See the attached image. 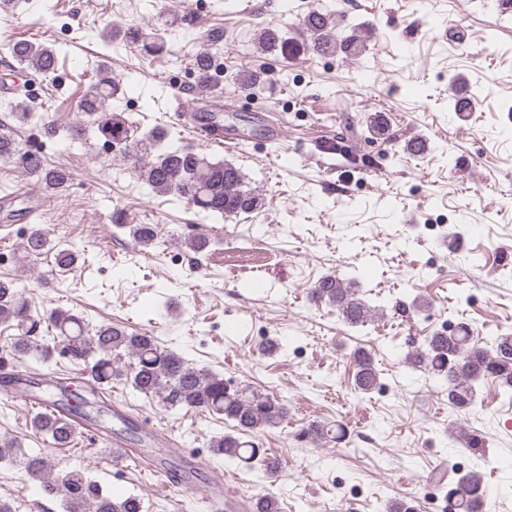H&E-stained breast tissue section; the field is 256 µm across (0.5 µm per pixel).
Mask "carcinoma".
Here are the masks:
<instances>
[{"mask_svg": "<svg viewBox=\"0 0 512 512\" xmlns=\"http://www.w3.org/2000/svg\"><path fill=\"white\" fill-rule=\"evenodd\" d=\"M302 26L316 54L339 51L357 56L364 50L353 38H337L333 10L309 11L302 19ZM140 37L145 50L153 53L163 50V31L142 32ZM257 44L262 51L288 52L286 32L276 25L265 27ZM7 51L19 65L44 76L56 69L57 51L48 46L17 40L7 45ZM194 68L200 84L211 83L213 62L209 51L203 50L195 57ZM117 90L118 84L112 80L89 85L82 97V112L95 116L92 125L101 137L122 143L127 140L132 122L106 110V102ZM6 116L7 123L0 122V127L17 130L31 126L40 128L45 135L58 133L54 120L34 111L23 100L9 103ZM167 137L164 129L152 128L127 153L138 181L151 191L180 197L207 217L235 216L262 206L260 193L246 185L241 169L222 160H209L189 145L170 147L166 144ZM21 150V144L9 131L0 134V161L14 159ZM23 161L28 177L46 192L61 189L70 181V171L48 168L37 156L26 154ZM130 230L145 247L153 245L158 238L154 224H132ZM24 247L30 256L54 252V263L61 270L71 269L80 259L88 262L86 255L50 247L47 234L39 228L30 231ZM355 284L353 277L346 280L328 274L311 289V295L316 301L336 307L346 325L363 326L371 320L375 309L358 296ZM0 324H8L19 332L12 342V351L19 358L37 357L48 361L56 350L66 352L89 378L87 389L92 394L112 388V381L125 376L117 359L129 358L135 366L129 378L132 387L146 398L157 401L165 410L192 409L224 416L232 431L213 440L211 448L216 454L247 466L256 461L270 464V459L262 457L261 449L249 437L288 420L289 409L284 400L246 385L235 386L224 381L220 374L191 366L176 351L160 347L148 331L129 332L107 323L92 326L84 318L59 308L40 313L11 280L0 279ZM47 327L56 331L51 345L43 338ZM352 357L356 366V388L363 393L372 392L379 385L380 373L371 355L357 348ZM405 363L413 369L422 368L431 377L445 382L448 402L458 413L473 404L477 387L488 378L511 388L507 397L512 401V334L496 337L492 346L486 348L476 343L472 328L460 322L452 331L435 332L426 337L422 346L407 353ZM33 426L58 448L70 446L75 438L70 423L53 414L37 415ZM307 434L318 441L337 443L345 438L346 430L340 423L314 422L307 428ZM25 468L30 476L40 481L44 495L62 498L66 512H142L137 497L115 500L82 472L51 477L47 474V462L41 456L25 458ZM483 485V474L477 469L457 478L449 495L460 504V512H480Z\"/></svg>", "mask_w": 512, "mask_h": 512, "instance_id": "obj_1", "label": "carcinoma"}]
</instances>
